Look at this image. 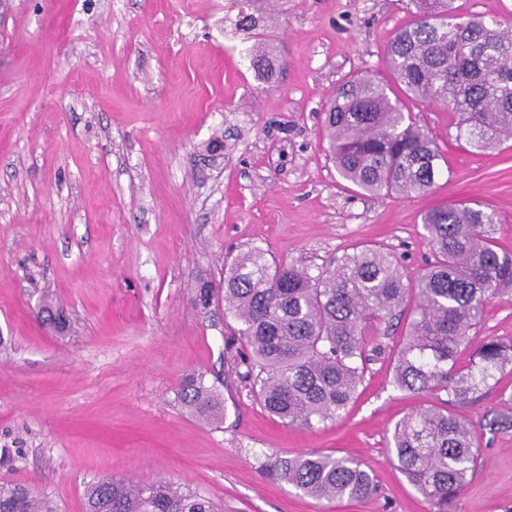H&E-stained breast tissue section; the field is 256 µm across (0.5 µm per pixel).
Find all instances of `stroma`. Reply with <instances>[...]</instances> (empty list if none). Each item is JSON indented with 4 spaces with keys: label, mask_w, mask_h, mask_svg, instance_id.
<instances>
[{
    "label": "stroma",
    "mask_w": 512,
    "mask_h": 512,
    "mask_svg": "<svg viewBox=\"0 0 512 512\" xmlns=\"http://www.w3.org/2000/svg\"><path fill=\"white\" fill-rule=\"evenodd\" d=\"M410 0H0V482L85 512L88 483L163 478L222 512H430L394 467L386 438L446 399L392 382L399 331L381 338L360 397L340 417L285 426L239 378L203 285L248 249L318 272L362 246L416 278L430 256L423 213L471 199L492 206L512 253V146L456 140L457 117L407 101L448 172L426 196L349 189L328 157L324 117L346 78L387 77L390 37ZM272 50L275 75L252 65ZM63 309L43 325L41 300ZM202 375L224 399L211 423L183 407ZM512 366L462 407L480 441L454 512H512ZM350 455L375 484L358 502L315 501L269 478L275 456Z\"/></svg>",
    "instance_id": "1"
}]
</instances>
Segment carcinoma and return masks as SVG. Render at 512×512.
I'll list each match as a JSON object with an SVG mask.
<instances>
[{"instance_id": "carcinoma-1", "label": "carcinoma", "mask_w": 512, "mask_h": 512, "mask_svg": "<svg viewBox=\"0 0 512 512\" xmlns=\"http://www.w3.org/2000/svg\"><path fill=\"white\" fill-rule=\"evenodd\" d=\"M417 18L395 32L386 64L404 94L434 101L458 116L457 140L486 150L512 140V33L453 0H412ZM329 156L336 172L375 198L427 194L443 174L437 141L383 80L342 83L327 105ZM498 216L462 200L423 216L433 261L406 280L395 259L374 247L346 254L313 275L294 262H269L253 248L224 273V294L200 290V301L224 303L239 328L242 378L283 424L311 427L333 420L365 382L372 333L408 315L396 352L393 384L409 392L444 391L440 405L398 421L389 445L395 468L433 506L453 512L468 486L479 444L472 424L454 411L477 398L495 373L512 364V341L478 331L487 305L512 293V254L497 250ZM42 321L61 332L62 312L45 304ZM469 356L466 366L461 357ZM180 398L192 414L218 422L224 401L203 378H188ZM267 473L316 500H358L373 480L351 456L306 453L264 465ZM0 512H59L46 494L0 483ZM85 512H215V504L170 480L100 478L86 487Z\"/></svg>"}]
</instances>
